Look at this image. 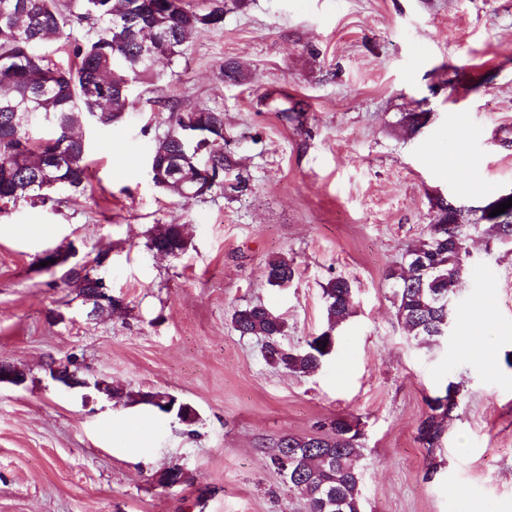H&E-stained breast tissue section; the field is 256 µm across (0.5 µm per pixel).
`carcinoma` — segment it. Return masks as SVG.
Returning a JSON list of instances; mask_svg holds the SVG:
<instances>
[{
	"mask_svg": "<svg viewBox=\"0 0 512 512\" xmlns=\"http://www.w3.org/2000/svg\"><path fill=\"white\" fill-rule=\"evenodd\" d=\"M100 23L97 36L84 43L71 39V27L83 19ZM224 7L201 14L188 0H0V213L21 203L45 204L51 188H85L89 163L86 145L70 140L67 130L85 117L98 116L103 126L119 122L128 105L127 96L115 94L120 87L143 82L154 76L162 60L181 53L180 41L202 25L223 21ZM68 46L74 64L62 67L37 53L48 42ZM193 116L202 124L224 128V113L209 109L175 110L168 116L169 129L153 147L154 175L158 187L180 195L179 182L190 170V159L177 140L183 118ZM48 125L52 137L36 138L32 129ZM225 172L234 163L224 157V146L214 144L197 156ZM437 216L428 234L407 254V267L399 274L395 296L396 316L408 334L427 344L439 337L444 324L451 322L454 297L466 276L470 257L469 240L483 224L465 220L459 207L446 199L436 203ZM499 223L485 231L494 237L512 234V208L498 215ZM188 245L183 224H162L150 237L147 247L163 249L173 256ZM267 284L283 288L295 277L288 258L273 256L265 263ZM328 328L307 339L303 346L285 348L284 319L263 304L247 305L234 312L232 324L242 336H260L265 357L278 367L301 374L322 368L336 345V328L354 309L350 282L334 277L323 288ZM112 397L130 405H147L167 412L184 422H195L197 414L187 403L164 392L123 391L112 388ZM429 411L417 427V440L426 449L428 471L438 468L434 450L446 432L449 415L427 400ZM360 453L359 426L338 417L319 437L285 435L278 440L271 462L280 472L287 471L288 484L305 501L309 512H363L361 474L357 467Z\"/></svg>",
	"mask_w": 512,
	"mask_h": 512,
	"instance_id": "obj_1",
	"label": "carcinoma"
}]
</instances>
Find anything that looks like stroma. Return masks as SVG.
I'll list each match as a JSON object with an SVG mask.
<instances>
[{
	"label": "stroma",
	"mask_w": 512,
	"mask_h": 512,
	"mask_svg": "<svg viewBox=\"0 0 512 512\" xmlns=\"http://www.w3.org/2000/svg\"><path fill=\"white\" fill-rule=\"evenodd\" d=\"M156 70L120 122L81 127L86 191L0 213V363L26 374L0 384V512H306L270 454L339 416L363 433L364 512H512V249L476 232L454 323L427 346L398 321L388 276L437 197L470 208L512 190V0H244ZM174 107L223 113L247 192L186 201L153 183ZM410 112L426 126L410 131ZM161 224L185 225L184 253L147 248ZM68 246L106 254L98 273L121 310L90 316L40 267ZM274 255L294 265L288 287L265 281ZM337 276L355 308L318 372H287L234 330L236 309L262 303L287 324L282 344L302 345L325 328ZM53 360L173 394L197 419L65 388ZM451 383L460 404L431 474L416 429ZM172 466L187 481L161 488Z\"/></svg>",
	"instance_id": "1"
}]
</instances>
